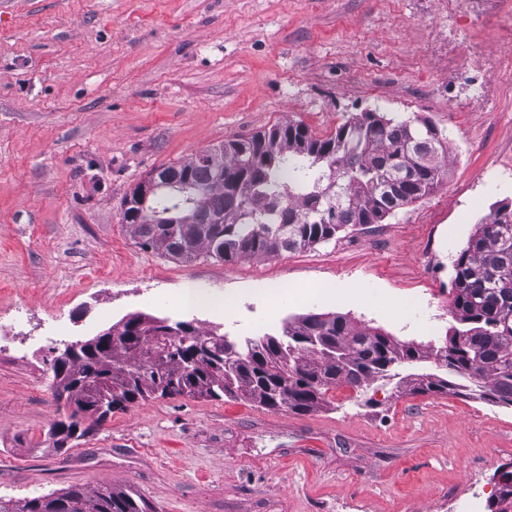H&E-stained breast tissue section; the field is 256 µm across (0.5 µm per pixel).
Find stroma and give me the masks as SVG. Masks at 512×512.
I'll return each mask as SVG.
<instances>
[{
    "label": "stroma",
    "mask_w": 512,
    "mask_h": 512,
    "mask_svg": "<svg viewBox=\"0 0 512 512\" xmlns=\"http://www.w3.org/2000/svg\"><path fill=\"white\" fill-rule=\"evenodd\" d=\"M512 0H0V495L109 485L149 512H490L512 407L374 383L307 414L152 398L56 447L52 361L142 313L280 334L347 316L421 348L456 321L453 262L512 208ZM428 120L448 175L378 224L267 258L142 248L122 202L152 170L295 122ZM205 304L185 311V284Z\"/></svg>",
    "instance_id": "35a3bbf8"
}]
</instances>
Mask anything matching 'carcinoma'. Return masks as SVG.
Here are the masks:
<instances>
[{"mask_svg": "<svg viewBox=\"0 0 512 512\" xmlns=\"http://www.w3.org/2000/svg\"><path fill=\"white\" fill-rule=\"evenodd\" d=\"M443 136L433 125L396 122L375 112L316 137L302 124L285 122L246 139L226 140L188 160L161 166L157 188L142 207L122 213L145 249L181 262L199 255L222 261L263 258L326 243L336 233L378 224L396 209L430 194L448 174L439 162ZM212 212L224 223L209 224ZM180 216L207 228L194 249L183 251ZM512 211L499 208L477 225L454 262L453 312L460 327L433 352L400 342L377 328L359 327L336 314H305L284 322L282 335L237 344L230 362L220 349L224 335L191 321L165 362L144 353L135 337L142 315L130 316L114 340L80 351L70 369L80 381L112 375L102 418L156 394L207 400H247L274 411L306 414L330 390L392 381L399 368L434 358L447 373L468 378L479 397L512 406ZM462 385L422 374L413 390L446 394ZM494 512L512 507V484L499 487ZM0 512H147L144 502L110 486L67 488L24 499L0 496Z\"/></svg>", "mask_w": 512, "mask_h": 512, "instance_id": "obj_1", "label": "carcinoma"}]
</instances>
